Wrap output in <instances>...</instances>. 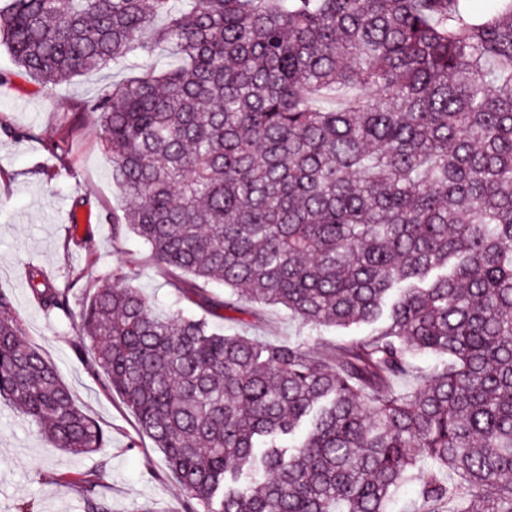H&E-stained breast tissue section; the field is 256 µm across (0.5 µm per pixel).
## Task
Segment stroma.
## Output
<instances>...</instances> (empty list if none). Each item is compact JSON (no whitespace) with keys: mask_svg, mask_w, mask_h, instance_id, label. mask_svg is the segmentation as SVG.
<instances>
[{"mask_svg":"<svg viewBox=\"0 0 512 512\" xmlns=\"http://www.w3.org/2000/svg\"><path fill=\"white\" fill-rule=\"evenodd\" d=\"M179 58L172 48L135 60L133 68L105 66L60 83L22 75L6 47H0V289L12 297L11 314L28 343L57 367L76 405L106 432L99 452L77 458L51 447L36 423L0 401V512L28 503L35 512H84L79 488L62 481L64 473L106 465L100 494L111 512H176L184 494L166 470L162 453L138 430L134 415L90 373L91 346H78L73 329L82 299L97 288L133 283L161 315L176 307L168 275L149 247L130 229L113 234L126 198L112 181L96 118L84 106L113 82L132 77L134 68L169 69ZM35 130L19 138L13 130ZM64 140L67 166L55 170L48 138ZM87 200L78 228H70L60 207ZM83 245L69 243L71 232ZM38 268L60 288H71V313H47L28 288L30 269ZM224 328L266 343L294 341L312 348L319 341L368 336L369 326L314 330L285 310L268 308L261 318L235 314Z\"/></svg>","mask_w":512,"mask_h":512,"instance_id":"1","label":"stroma"}]
</instances>
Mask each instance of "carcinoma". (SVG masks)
Returning a JSON list of instances; mask_svg holds the SVG:
<instances>
[{"label": "carcinoma", "instance_id": "1", "mask_svg": "<svg viewBox=\"0 0 512 512\" xmlns=\"http://www.w3.org/2000/svg\"><path fill=\"white\" fill-rule=\"evenodd\" d=\"M175 2L12 0L0 42L43 83L174 47L179 68L88 106L135 200L122 224L223 320L381 324L308 351L159 316L130 284L89 294L92 373L163 453L181 512H387L408 484L419 512H512V0ZM28 286L69 309L72 289ZM10 306L0 290V397L55 448L105 447ZM106 477L62 479L110 512Z\"/></svg>", "mask_w": 512, "mask_h": 512}]
</instances>
